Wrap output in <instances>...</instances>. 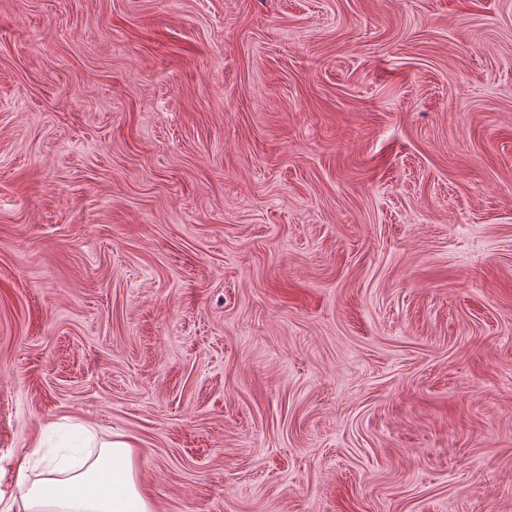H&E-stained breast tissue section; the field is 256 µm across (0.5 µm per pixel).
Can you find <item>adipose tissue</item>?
<instances>
[{
  "instance_id": "adipose-tissue-1",
  "label": "adipose tissue",
  "mask_w": 512,
  "mask_h": 512,
  "mask_svg": "<svg viewBox=\"0 0 512 512\" xmlns=\"http://www.w3.org/2000/svg\"><path fill=\"white\" fill-rule=\"evenodd\" d=\"M82 436L88 453L78 463L18 467L7 512H153L138 484L135 442Z\"/></svg>"
}]
</instances>
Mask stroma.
<instances>
[{"label":"stroma","mask_w":512,"mask_h":512,"mask_svg":"<svg viewBox=\"0 0 512 512\" xmlns=\"http://www.w3.org/2000/svg\"><path fill=\"white\" fill-rule=\"evenodd\" d=\"M65 417L156 512H512V0H0V490Z\"/></svg>","instance_id":"obj_1"}]
</instances>
